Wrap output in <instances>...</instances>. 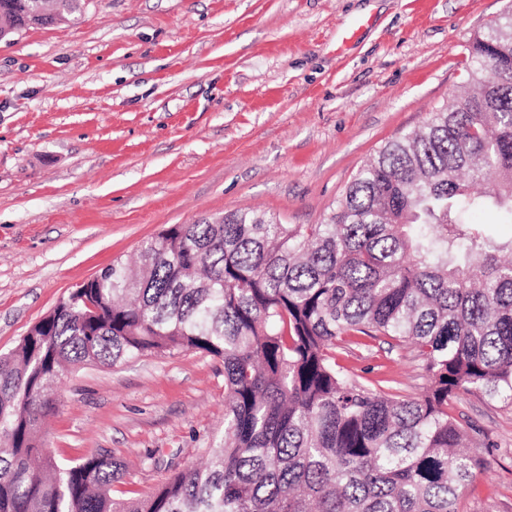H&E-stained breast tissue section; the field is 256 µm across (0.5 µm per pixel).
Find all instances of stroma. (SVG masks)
I'll return each mask as SVG.
<instances>
[{
    "label": "stroma",
    "mask_w": 512,
    "mask_h": 512,
    "mask_svg": "<svg viewBox=\"0 0 512 512\" xmlns=\"http://www.w3.org/2000/svg\"><path fill=\"white\" fill-rule=\"evenodd\" d=\"M512 0H86L0 41V352L74 285L170 224L236 210L324 223L387 141L452 104L467 48ZM343 362L408 396L428 379L380 342ZM483 465L460 512H512V406L460 395ZM43 443L108 453L145 494L224 434V365L184 351L64 376Z\"/></svg>",
    "instance_id": "obj_1"
}]
</instances>
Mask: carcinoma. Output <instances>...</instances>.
Segmentation results:
<instances>
[{
	"label": "carcinoma",
	"mask_w": 512,
	"mask_h": 512,
	"mask_svg": "<svg viewBox=\"0 0 512 512\" xmlns=\"http://www.w3.org/2000/svg\"><path fill=\"white\" fill-rule=\"evenodd\" d=\"M85 0H0V40ZM457 106L382 145L323 224L235 211L172 224L70 289L0 354V512H460L481 460L461 393L512 405V10L478 36ZM497 102L479 106L485 84ZM421 361L419 397L361 382L346 344ZM200 351L224 363V439L138 498L108 454L60 464L40 421L64 373ZM469 221L474 224H491L490 232L499 239L508 240L512 236V223L498 212L474 213L470 215Z\"/></svg>",
	"instance_id": "cac0c4a2"
}]
</instances>
